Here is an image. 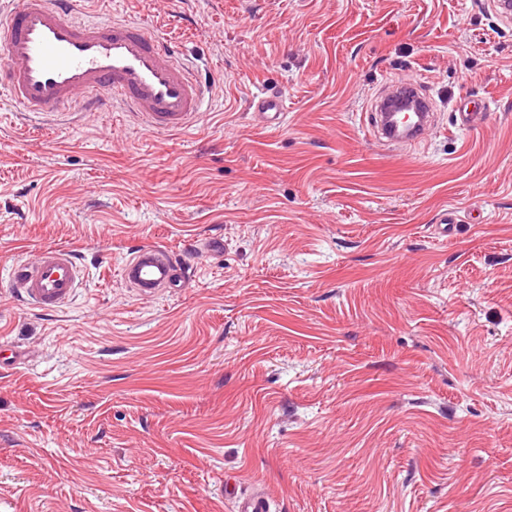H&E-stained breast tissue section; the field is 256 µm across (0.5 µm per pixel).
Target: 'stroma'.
<instances>
[{
  "label": "stroma",
  "instance_id": "stroma-1",
  "mask_svg": "<svg viewBox=\"0 0 512 512\" xmlns=\"http://www.w3.org/2000/svg\"><path fill=\"white\" fill-rule=\"evenodd\" d=\"M215 73L158 134L0 96V512H512V19L494 0H82ZM438 125L371 141L383 86ZM283 99L280 127L250 102ZM487 105L459 128L461 101ZM458 222L448 238L443 210ZM75 249L63 309L3 285ZM162 246L172 288L121 279ZM399 104H410L415 109L416 120L402 128L389 122L390 111ZM374 110L376 113L373 124H370L371 131L385 145L393 148H416L431 125L433 115L432 103L422 94L420 83L406 80L392 84L376 102Z\"/></svg>",
  "mask_w": 512,
  "mask_h": 512
}]
</instances>
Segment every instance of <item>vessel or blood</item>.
I'll return each mask as SVG.
<instances>
[{"mask_svg":"<svg viewBox=\"0 0 512 512\" xmlns=\"http://www.w3.org/2000/svg\"><path fill=\"white\" fill-rule=\"evenodd\" d=\"M75 0H17L0 11V95L44 122L113 106L156 133L186 131L207 110L208 77L179 60L172 40L130 20L77 16ZM258 122L278 126L287 111L278 98L252 101ZM373 134L393 148L417 147L433 106L417 82L392 84L374 106ZM177 270L166 249L135 250L121 269L132 287L156 293ZM80 270L71 249L42 251L12 266L10 283L39 309L58 310L72 299Z\"/></svg>","mask_w":512,"mask_h":512,"instance_id":"1","label":"vessel or blood"}]
</instances>
